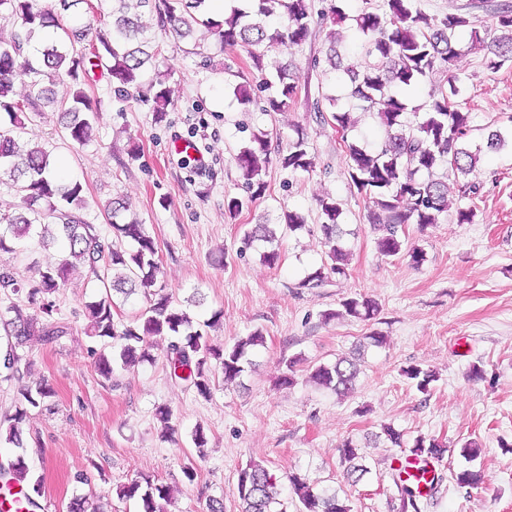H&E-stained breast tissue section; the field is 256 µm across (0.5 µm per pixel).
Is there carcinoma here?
I'll return each instance as SVG.
<instances>
[{"label":"carcinoma","instance_id":"carcinoma-1","mask_svg":"<svg viewBox=\"0 0 512 512\" xmlns=\"http://www.w3.org/2000/svg\"><path fill=\"white\" fill-rule=\"evenodd\" d=\"M112 7L103 15L102 26L95 33V43L87 53L74 50L76 40H85L89 29L68 27L64 13L95 14L88 0H0V21L13 26L10 38H0V115L8 117L9 125L0 128V186L11 189L18 197L16 211L0 215V255H15L27 240L35 237L45 250L61 251L60 258L36 269V276L26 281L17 278L14 268L0 265V296H25L27 303L39 312L38 327L33 318L22 314L18 304L9 310L15 317L7 321L5 347L11 357L0 364L8 371L4 379L20 378L22 357L17 347L36 336L54 343L71 335V326L56 317L55 294L64 287L75 263L98 272L105 293L86 304L90 319V335L100 342L93 350L94 365L101 376L112 378L114 365L123 367L152 356L148 342L154 336L169 338L165 354L170 377L182 381L203 399L211 397V377L219 368L224 381L241 377L252 364L251 352L264 345L263 332L251 331L231 345L213 344L207 329L218 314L206 322L194 325L190 314L174 304L173 297L157 287L160 265L158 245L136 218H127L124 202L114 199L107 206L116 240L102 243L96 225L77 215L75 210L87 207L83 186L77 180H54L48 177L53 167L51 151L39 146L23 150L17 138L24 128L21 115L40 112L44 107L61 108L66 117L65 138L81 148L90 145L97 111L93 110L87 93L88 68L106 70L112 92L119 100H130L140 94L143 75L155 65L159 49L148 50V44L160 35L185 39L193 36L201 24L225 47H240L246 52L249 66L258 73L259 81L239 85L234 89L238 103L248 107L261 105V111L277 113L294 102L298 94L292 64L267 60L271 48L291 49L304 42L310 33L312 16L308 0H243L244 7H230L224 20L208 16L206 0H136L138 10H132L131 0H110ZM414 0H383L376 11H366L355 18L356 28L366 48L367 62L362 70L342 65L336 32L329 33L325 62L330 69L341 70L347 76L348 96L364 114L375 117L384 130V138L367 144L348 138L356 127L349 112H336V98L323 96L313 101L318 116L323 106L333 109L336 130L342 132V147L349 157L348 176L367 208L368 219L379 232L378 254L386 259L409 255L415 265L424 261L425 253L408 245L404 226L416 224L420 230L440 223L448 213V179H454L459 196L476 199L477 186L469 175L476 172L481 146L471 147L464 138L471 128V113L457 101L459 90L456 77L448 74L450 89L433 87L428 100L420 105L410 103L408 91L440 67L449 68L461 54L473 50L487 51L485 66L497 72L512 65V5H494L499 37H488L485 25L471 14H448L442 18L428 15L413 6ZM156 14L159 32H150L142 20L143 12ZM279 20L270 25L271 18ZM22 82L27 92L14 95L15 81ZM167 74L155 72L148 84L152 101V121H167L171 90ZM63 82L67 97L56 99L51 86ZM288 140L285 150L278 153L281 169L290 174L309 172L314 167L307 134L300 127ZM267 131H251L247 143L237 156L241 171L240 186L245 196L227 202L229 213L238 214L243 207L266 194L265 180L270 157ZM442 168L445 174L436 175ZM323 224V257L301 282V287H315L347 276L349 252L343 246L346 231L339 224L342 205L336 197L324 195L317 199ZM285 229L295 233L306 229L305 217L297 211L283 212ZM263 244L262 260L270 266L279 264L280 249L276 233L267 224H256L244 232L242 243L249 248ZM140 293L149 306L136 321L124 324L114 320V295ZM380 312L371 297L356 293L342 302L337 310L323 314L330 321L344 315L372 320ZM360 373L357 360L340 357L332 364H319L310 372V379L324 388L344 395L352 391ZM403 375L416 389L429 394L436 373L419 365H409ZM54 396L45 381L23 385L18 390L14 414L7 419L5 441L16 448L24 446L22 424L28 410L42 406ZM410 452L417 456L440 459L447 448L435 438L420 437ZM341 461L346 464L345 478L355 484L367 473L358 464L357 447L349 440L341 448ZM11 480L25 487L27 504H35L34 496L41 493L42 483L32 479L24 456L17 455L7 463ZM288 482L298 498L299 512H351L348 499L338 492L316 493L305 477L297 472L288 475ZM461 488H479L484 475L476 470L456 474ZM411 484H397L400 493L399 512H420V498ZM170 492L165 485L132 481L119 489V498L137 501L139 512H166L163 502ZM236 495L240 512H287L276 509L281 504L276 478L269 470L251 462L238 471ZM66 512H104L90 498L76 497Z\"/></svg>","mask_w":512,"mask_h":512}]
</instances>
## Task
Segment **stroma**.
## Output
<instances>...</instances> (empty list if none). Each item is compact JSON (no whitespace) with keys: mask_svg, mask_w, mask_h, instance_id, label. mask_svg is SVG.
I'll return each mask as SVG.
<instances>
[{"mask_svg":"<svg viewBox=\"0 0 512 512\" xmlns=\"http://www.w3.org/2000/svg\"><path fill=\"white\" fill-rule=\"evenodd\" d=\"M329 31L315 20L306 41L285 57L310 98L336 96L337 110L348 111L342 72L319 62ZM160 45L158 68L168 72L174 91L166 124L153 123L147 103L115 100L106 74L97 70L88 89L98 111L94 144L70 147L58 112L50 110L27 113L20 141L42 144L61 158L66 176L84 187V218L104 241H111L112 229L103 207L115 196L124 198L157 241L166 292L181 303L200 293L202 306L189 309L195 320L221 312L209 331L213 343L230 344L258 328L265 345L240 379L228 382L215 373L208 400L171 379L164 337L150 340L153 362L116 369L105 380L93 365L94 341L85 334L84 304L96 297L97 279L88 267L76 266L56 296L58 316L72 326V336L59 344L32 339L21 350L30 373L19 382L0 381V421L13 414L20 383L44 380L55 390L49 407L30 410L23 448L0 440V463L23 455L42 481L40 500L50 512H66L70 499L90 493L104 496L112 512H136L135 502L117 494L135 478L171 487L167 512H205L212 498L223 500L224 512H239L237 472L252 461L276 476L282 498H290L286 475L296 471L316 490L347 497L352 512H398L391 464L401 451L380 436L391 424L407 442L435 437L448 447L421 512H512V146L484 147L489 131L512 129V66L490 72L480 50L454 63L464 80L462 107L473 118L468 142L483 148L476 216L473 223H457L453 211L462 202L452 189L451 216L424 231L408 225L409 244L426 253L417 267L406 257L378 255L333 127L320 124L302 102L272 116L240 105L233 89L253 78L246 54L221 47L214 35L200 31ZM298 126L316 155L314 171L292 175L270 164L265 196L230 216L226 202L241 192L236 157L250 131L267 130L278 151ZM184 140L200 148L206 169L178 154ZM133 145L139 157L132 162ZM328 193L342 203L349 274L305 288L302 280L322 256L315 200ZM162 197L167 206L159 205ZM286 208L304 214L310 229L280 233L281 262L272 268L261 260V244L245 250L241 239L249 225L279 224ZM356 293L377 300V320L348 316L323 323L324 311ZM374 330L387 342L366 349L354 392L340 397L308 382L312 367L351 355ZM294 357L296 385L277 386ZM412 364L437 372L430 394L403 376ZM475 364L483 378H470ZM159 405L172 409L171 428L155 418ZM198 426L208 438L201 453L192 442ZM347 439L368 469L354 485L344 479L340 460ZM468 441L480 446L476 459L461 454ZM189 457L197 472L191 482L182 473ZM464 469L484 471L486 489L460 488L454 475Z\"/></svg>","mask_w":512,"mask_h":512,"instance_id":"stroma-1","label":"stroma"}]
</instances>
